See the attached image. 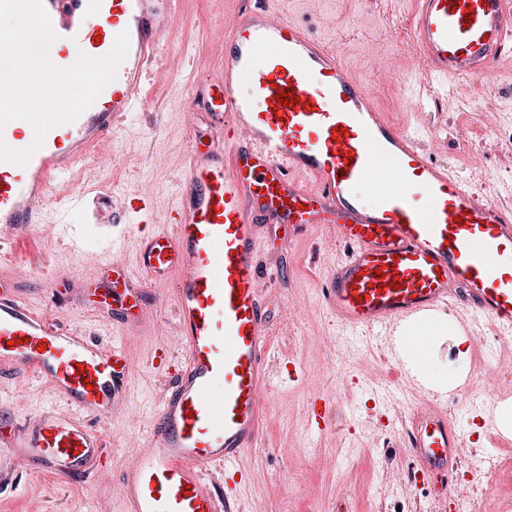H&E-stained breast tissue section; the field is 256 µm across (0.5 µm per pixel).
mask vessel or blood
Listing matches in <instances>:
<instances>
[{
    "instance_id": "obj_1",
    "label": "vessel or blood",
    "mask_w": 512,
    "mask_h": 512,
    "mask_svg": "<svg viewBox=\"0 0 512 512\" xmlns=\"http://www.w3.org/2000/svg\"><path fill=\"white\" fill-rule=\"evenodd\" d=\"M60 45L80 41L92 57L129 36L116 77L76 120L49 130L28 163L0 161V259L60 280L35 246L43 208L92 145L130 113L145 110L149 71L161 61L180 0H42ZM103 19L89 26L90 15ZM409 30L435 93L487 72L512 52V0H412ZM207 97L186 92L189 112L218 110L208 140L189 133L183 190L170 221L138 243L135 269L113 263L98 282L113 294L121 330L139 327L147 289L171 291L183 362L150 420L147 441L117 475L103 512H239L232 484L256 447L274 353L262 247L282 230L289 245L307 229H330L344 247L323 290L353 332L398 324L397 364L424 342L416 328L455 305L512 335V213L434 160L420 138L381 111L374 89L355 79L335 49L281 18L270 0H242ZM295 97L279 104L278 91ZM0 139L32 148L34 129L10 121ZM0 370L49 386L68 412L48 408L0 442V466L22 461L59 476L106 477L103 437L84 421L110 418L132 387L124 345L104 346L37 311L14 283H0ZM315 432L335 426L334 401L308 405ZM495 444L512 437L501 402L484 407ZM414 459L411 483L453 480L464 441L443 410L429 406L402 435ZM223 468L228 485L217 483Z\"/></svg>"
}]
</instances>
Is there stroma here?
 Returning <instances> with one entry per match:
<instances>
[{
	"label": "stroma",
	"instance_id": "obj_1",
	"mask_svg": "<svg viewBox=\"0 0 512 512\" xmlns=\"http://www.w3.org/2000/svg\"><path fill=\"white\" fill-rule=\"evenodd\" d=\"M273 6L279 16L336 48L350 73L375 89L389 119L419 132L433 158L512 211V53L485 77L451 84L447 95L420 112L401 92L403 80L427 78L406 29L411 0H274ZM238 7V0H182L165 65L148 87L149 111L128 118L106 146L91 148L67 186L71 193L100 188L102 201L84 212L66 210L55 197L47 202L36 235L70 281L94 274L112 259L134 263V229L113 223L110 197H154L144 224L167 223L182 188L191 121L180 98L185 86L203 83L213 71ZM342 253L321 226L288 248L276 237L264 244L266 270L288 271L287 281L271 294V336L277 355L294 357L302 378L268 394L261 442L243 458L248 482L239 496L241 512H452L455 499L467 496L479 500L480 512H512V464L490 473L461 466V483L448 497L427 483L408 484L411 461L398 445L401 427L437 399L419 385L426 375L422 365H411V378L396 377L383 333L353 335L336 325L322 288ZM0 275L17 283L35 308L104 343L115 337L107 316L47 299L30 267H6ZM466 318L465 334L436 335L428 350L432 361L448 368V382L460 386L448 398V420L467 432L469 451L494 460L512 457V446L488 443L476 417L484 398H512V339L500 336L486 317ZM120 339L132 363V390L111 420L87 419L105 438L106 453L117 466L147 435L168 383L167 374L149 362L153 347L162 342L174 356L182 354L171 299L150 301L144 326ZM487 371L497 373V380L486 383ZM348 372L363 388L343 385ZM372 391L379 394V407L367 404ZM318 394L334 397L338 427L315 435L307 404ZM1 405L18 422L46 407H66L46 385L13 376L0 378ZM116 493V483L91 476L62 480L37 473L30 464L0 471V512H97L100 502Z\"/></svg>",
	"mask_w": 512,
	"mask_h": 512
}]
</instances>
